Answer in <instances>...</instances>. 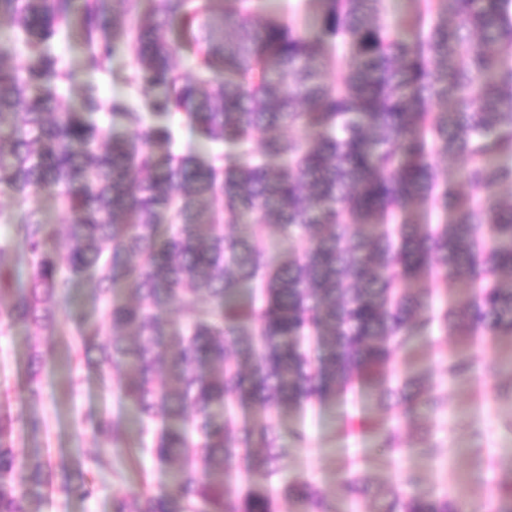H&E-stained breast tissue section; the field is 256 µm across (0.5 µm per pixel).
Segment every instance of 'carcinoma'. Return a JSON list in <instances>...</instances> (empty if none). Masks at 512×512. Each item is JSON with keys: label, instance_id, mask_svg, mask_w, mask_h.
<instances>
[{"label": "carcinoma", "instance_id": "cac0c4a2", "mask_svg": "<svg viewBox=\"0 0 512 512\" xmlns=\"http://www.w3.org/2000/svg\"><path fill=\"white\" fill-rule=\"evenodd\" d=\"M0 0V18L27 45L14 62L0 49V194L21 205L53 196L66 217L65 259L46 248L38 208L0 209V224L31 256L27 284L14 288L0 267V334L27 324L62 335L58 315L73 286L89 276L104 302L100 327L73 358L95 367L140 424L139 453L172 468L169 489L146 486L113 497L112 512H336L316 483L300 477L275 487L288 454L308 436L283 442L285 413L341 402L374 387L397 412L367 429L394 456L403 420L447 410L438 387L394 374L412 327L433 324L468 343L512 338V0H429L409 36L382 21L384 0H306L317 6L320 35L237 0ZM79 32L85 70L108 75L116 45L133 53L127 78L143 100L82 89L66 100L72 72L53 44ZM190 63L193 75L177 67ZM342 78L330 81L327 69ZM130 133L111 138L101 116ZM207 142L261 151L233 162L173 151L174 122ZM302 126L305 138H282ZM462 163L471 188L459 196L428 156ZM416 209L438 217L412 219ZM306 241L286 259L265 228ZM422 278L461 282L456 305L433 307ZM133 296L108 303L117 283ZM248 287V300L239 299ZM49 359L28 357V400L41 398ZM464 357L448 361L466 377ZM261 418L240 419L238 406ZM0 403V512H38L55 492L82 501L112 469V449L74 464H53L34 449L15 451L16 424ZM87 434L118 438L121 421L103 412L82 419ZM256 472L268 480H253ZM355 496L370 512H483L446 493L399 487L369 492L350 471ZM488 512H512V482Z\"/></svg>", "mask_w": 512, "mask_h": 512}]
</instances>
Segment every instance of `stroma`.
Instances as JSON below:
<instances>
[{
  "label": "stroma",
  "instance_id": "1",
  "mask_svg": "<svg viewBox=\"0 0 512 512\" xmlns=\"http://www.w3.org/2000/svg\"><path fill=\"white\" fill-rule=\"evenodd\" d=\"M55 50L74 70L68 101L78 105L80 90L97 83L104 95H132L127 84L132 55L120 50L108 76L80 69L82 49L77 39L56 43ZM89 280L76 283L67 309L59 320L62 336H39L20 324L0 335V389L7 390L13 412L23 417L38 416V434L21 432L16 449L25 454L38 448L54 462L74 463L78 452L110 446L109 440L91 439L81 419L88 411H104L124 419L121 446L114 450L115 471L99 476L100 490L88 501L53 493L40 505L41 512H112L114 493L130 486L147 484L152 491L165 490L170 483L166 465L136 454L138 428L125 402L106 388L97 370L70 360L69 340L98 318L90 295ZM41 344L50 356L51 372L38 403L23 395L27 356L32 344ZM467 355L473 365L469 379L444 380L450 356ZM512 362V338L501 337L487 347L472 346L455 335L414 328L410 343L400 349L394 365L398 371L424 375L427 382H443L448 395V412L436 419L419 418L402 423V439L424 438L437 446L431 456L413 454L401 459L385 456L366 434L361 423L386 415L387 408L372 388L365 387L344 403H329L319 410L292 412L283 416L281 433L303 429L308 447L292 452L285 473L311 478L330 499L337 512H351L349 491L342 482L345 469L359 470L370 486H396L411 477L421 490L462 496L477 504L493 500L500 482L512 480V394L499 393L500 385L512 380L506 366Z\"/></svg>",
  "mask_w": 512,
  "mask_h": 512
}]
</instances>
